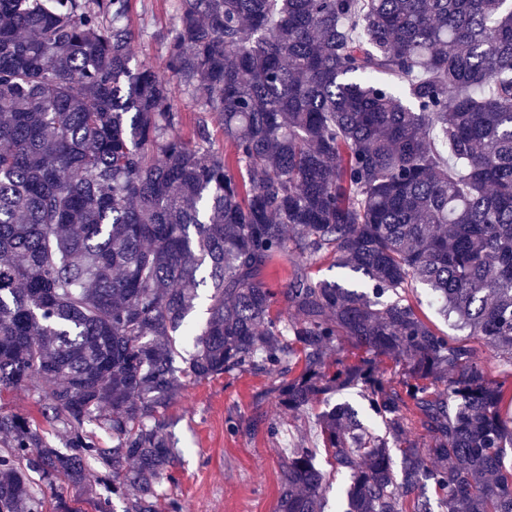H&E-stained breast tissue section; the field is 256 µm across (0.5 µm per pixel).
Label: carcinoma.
I'll return each mask as SVG.
<instances>
[{
  "mask_svg": "<svg viewBox=\"0 0 512 512\" xmlns=\"http://www.w3.org/2000/svg\"><path fill=\"white\" fill-rule=\"evenodd\" d=\"M176 2L160 73L131 67V0H0V391L47 388L42 420L0 413V512H83L59 477L157 512L166 410L232 373L280 378L294 417L360 387L384 434L316 417L336 512H512V388L383 301L421 283L512 363V0ZM181 91L230 151L177 132ZM328 254L368 290L312 278ZM344 342L402 379L332 364ZM315 455L285 454L277 512H325Z\"/></svg>",
  "mask_w": 512,
  "mask_h": 512,
  "instance_id": "carcinoma-1",
  "label": "carcinoma"
}]
</instances>
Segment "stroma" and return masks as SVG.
I'll use <instances>...</instances> for the list:
<instances>
[{"instance_id": "obj_1", "label": "stroma", "mask_w": 512, "mask_h": 512, "mask_svg": "<svg viewBox=\"0 0 512 512\" xmlns=\"http://www.w3.org/2000/svg\"><path fill=\"white\" fill-rule=\"evenodd\" d=\"M136 65L163 70L167 35L177 23L175 0H132ZM278 380L262 374H224L190 386L165 414L168 431L182 450L173 481L164 482L160 512H276L280 458L299 440H315L314 414L293 418L282 413L272 390ZM276 422L244 438L233 426L256 414Z\"/></svg>"}]
</instances>
